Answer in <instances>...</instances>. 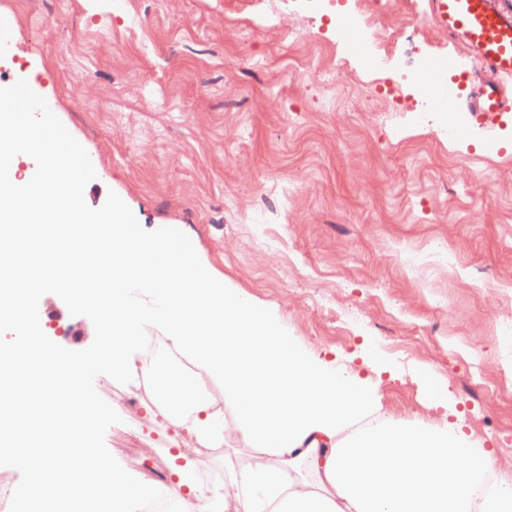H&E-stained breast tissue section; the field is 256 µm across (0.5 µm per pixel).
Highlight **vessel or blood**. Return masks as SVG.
I'll list each match as a JSON object with an SVG mask.
<instances>
[{"label":"vessel or blood","mask_w":512,"mask_h":512,"mask_svg":"<svg viewBox=\"0 0 512 512\" xmlns=\"http://www.w3.org/2000/svg\"><path fill=\"white\" fill-rule=\"evenodd\" d=\"M431 11L449 39L464 46L474 66L468 74L464 99L480 125H496L512 114V0H429ZM29 108L26 122H45L47 109L34 86L25 80L0 84V112L8 113L18 100Z\"/></svg>","instance_id":"1"}]
</instances>
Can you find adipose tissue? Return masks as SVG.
Segmentation results:
<instances>
[{
  "label": "adipose tissue",
  "mask_w": 512,
  "mask_h": 512,
  "mask_svg": "<svg viewBox=\"0 0 512 512\" xmlns=\"http://www.w3.org/2000/svg\"><path fill=\"white\" fill-rule=\"evenodd\" d=\"M16 139L24 151L51 156L53 168L0 214V241L11 255L0 263V285L54 282L37 256L68 258L75 272L65 285L77 287L85 275L86 287L101 290L102 315L120 321L111 342L114 376L128 374L140 334L153 327L224 388L223 411L190 374L155 399L157 415L197 441L240 443L250 452L219 493L193 481L202 461L184 456L175 485L158 489L165 496L179 490L180 512L202 502L209 512L230 502L235 512H512V485L475 496L492 452L461 425L387 417L359 376L311 356L194 257L166 244L145 246L123 210L105 217L116 232L105 235L108 253L100 255L83 230L82 209L58 204L72 182L66 152L41 130L0 129V143ZM134 289L146 303L131 299ZM185 402L193 420L180 414Z\"/></svg>",
  "instance_id": "obj_1"
}]
</instances>
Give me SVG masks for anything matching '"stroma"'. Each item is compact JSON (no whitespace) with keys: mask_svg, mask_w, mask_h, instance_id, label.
I'll return each mask as SVG.
<instances>
[{"mask_svg":"<svg viewBox=\"0 0 512 512\" xmlns=\"http://www.w3.org/2000/svg\"><path fill=\"white\" fill-rule=\"evenodd\" d=\"M249 0H0V81L35 78L50 141L96 170L78 198L122 205L145 244L175 240L311 354L358 373L395 419L463 421L512 472V119L482 137L453 111L385 108L378 68L336 12L253 24ZM338 47L339 78L323 60ZM43 331L83 350L91 320L43 297ZM74 325L62 336L57 325Z\"/></svg>","mask_w":512,"mask_h":512,"instance_id":"stroma-1","label":"stroma"}]
</instances>
